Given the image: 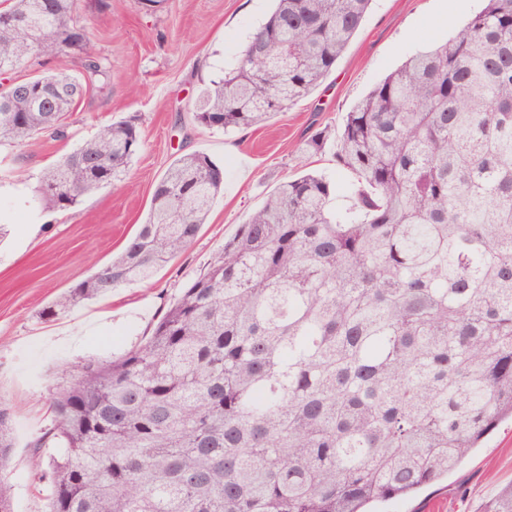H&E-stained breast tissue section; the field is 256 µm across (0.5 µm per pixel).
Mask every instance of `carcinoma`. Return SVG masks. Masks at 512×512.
<instances>
[{
  "label": "carcinoma",
  "instance_id": "carcinoma-1",
  "mask_svg": "<svg viewBox=\"0 0 512 512\" xmlns=\"http://www.w3.org/2000/svg\"><path fill=\"white\" fill-rule=\"evenodd\" d=\"M0 1V140L62 137L86 83L11 73L52 50L106 75L87 21L76 0ZM371 3L275 0L195 121L248 128L309 96ZM334 148L350 206L322 175L281 183L141 345L55 388L54 424L31 442L48 512H368L512 418V0H484L374 85ZM138 149L133 123L104 127L42 174V199L74 206ZM223 187L208 155L176 158L122 253L40 317L151 281ZM13 448L0 406L1 472ZM483 512H512V486Z\"/></svg>",
  "mask_w": 512,
  "mask_h": 512
}]
</instances>
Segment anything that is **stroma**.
<instances>
[{
	"label": "stroma",
	"instance_id": "1",
	"mask_svg": "<svg viewBox=\"0 0 512 512\" xmlns=\"http://www.w3.org/2000/svg\"><path fill=\"white\" fill-rule=\"evenodd\" d=\"M77 0L108 62L104 84L69 112L67 135L0 143V404L14 413L15 448L5 479L15 512H46L48 486L31 465L30 441L52 422L50 392L85 360L109 362L142 343L167 307L204 271L248 214L300 169L324 174L337 205L354 176L333 150L304 152L320 131L336 132L346 112L412 54L446 41L482 0H373L333 70L307 98L268 122L223 131L199 125L202 88L236 65L271 0ZM129 120L140 147L126 177L68 209L46 205L43 172L104 126ZM193 152L224 167V189L191 245L147 284L118 288L47 321L40 310L118 255L146 218L151 195L175 158ZM512 484V423H502L448 477L373 512H482Z\"/></svg>",
	"mask_w": 512,
	"mask_h": 512
}]
</instances>
